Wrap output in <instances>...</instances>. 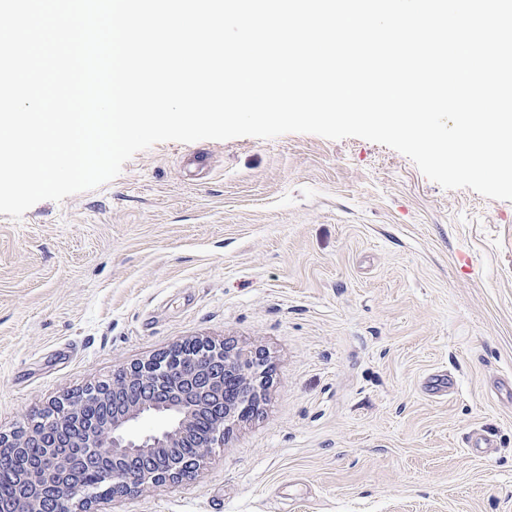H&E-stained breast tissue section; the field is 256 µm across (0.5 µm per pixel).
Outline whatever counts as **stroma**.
<instances>
[{
    "label": "stroma",
    "mask_w": 512,
    "mask_h": 512,
    "mask_svg": "<svg viewBox=\"0 0 512 512\" xmlns=\"http://www.w3.org/2000/svg\"><path fill=\"white\" fill-rule=\"evenodd\" d=\"M200 338L266 353L259 411L100 512H512V201L287 133L161 142L0 214V430Z\"/></svg>",
    "instance_id": "obj_1"
}]
</instances>
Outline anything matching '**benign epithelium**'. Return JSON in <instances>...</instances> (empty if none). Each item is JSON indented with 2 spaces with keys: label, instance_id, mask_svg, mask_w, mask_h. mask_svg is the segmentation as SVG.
I'll return each mask as SVG.
<instances>
[{
  "label": "benign epithelium",
  "instance_id": "benign-epithelium-1",
  "mask_svg": "<svg viewBox=\"0 0 512 512\" xmlns=\"http://www.w3.org/2000/svg\"><path fill=\"white\" fill-rule=\"evenodd\" d=\"M269 365L258 349L195 340L72 393L41 421L0 431V512H95L101 500L195 476L209 449L257 413ZM157 416L164 426L134 434Z\"/></svg>",
  "mask_w": 512,
  "mask_h": 512
}]
</instances>
